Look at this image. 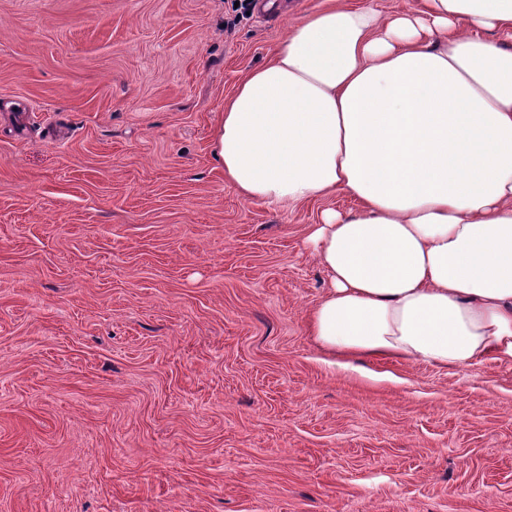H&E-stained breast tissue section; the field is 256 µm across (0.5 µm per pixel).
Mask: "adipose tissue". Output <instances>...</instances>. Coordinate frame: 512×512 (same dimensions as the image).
Instances as JSON below:
<instances>
[{
    "instance_id": "adipose-tissue-1",
    "label": "adipose tissue",
    "mask_w": 512,
    "mask_h": 512,
    "mask_svg": "<svg viewBox=\"0 0 512 512\" xmlns=\"http://www.w3.org/2000/svg\"><path fill=\"white\" fill-rule=\"evenodd\" d=\"M512 0H333L220 112L214 154L245 199L336 193L304 244L329 281L321 349L459 369L512 361Z\"/></svg>"
}]
</instances>
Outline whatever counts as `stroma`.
<instances>
[{"instance_id": "stroma-1", "label": "stroma", "mask_w": 512, "mask_h": 512, "mask_svg": "<svg viewBox=\"0 0 512 512\" xmlns=\"http://www.w3.org/2000/svg\"><path fill=\"white\" fill-rule=\"evenodd\" d=\"M0 0V512H512V363L343 367L224 101L327 0Z\"/></svg>"}]
</instances>
